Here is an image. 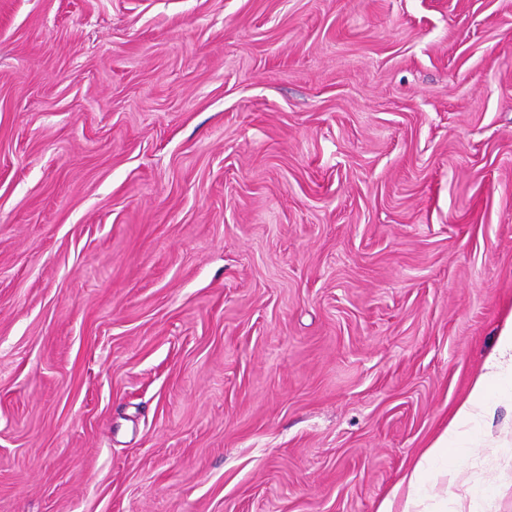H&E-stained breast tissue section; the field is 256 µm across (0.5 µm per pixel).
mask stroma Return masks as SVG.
<instances>
[{
	"mask_svg": "<svg viewBox=\"0 0 512 512\" xmlns=\"http://www.w3.org/2000/svg\"><path fill=\"white\" fill-rule=\"evenodd\" d=\"M511 315L512 0H0V512H376Z\"/></svg>",
	"mask_w": 512,
	"mask_h": 512,
	"instance_id": "1",
	"label": "stroma"
}]
</instances>
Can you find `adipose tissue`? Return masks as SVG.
Instances as JSON below:
<instances>
[{
    "instance_id": "1",
    "label": "adipose tissue",
    "mask_w": 512,
    "mask_h": 512,
    "mask_svg": "<svg viewBox=\"0 0 512 512\" xmlns=\"http://www.w3.org/2000/svg\"><path fill=\"white\" fill-rule=\"evenodd\" d=\"M508 401L512 402V316L500 328L494 352L485 359L447 427L395 483L377 512H428L424 502L430 494L454 495L462 472L459 452L478 442L493 447L491 424L499 406Z\"/></svg>"
}]
</instances>
